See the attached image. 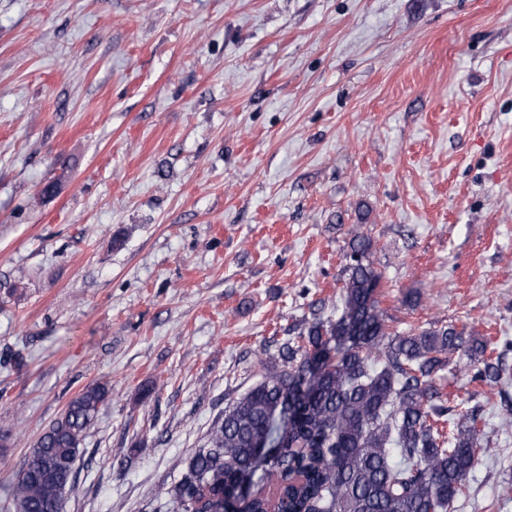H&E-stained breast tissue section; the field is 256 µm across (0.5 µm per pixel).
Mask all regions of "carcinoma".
Listing matches in <instances>:
<instances>
[{"mask_svg": "<svg viewBox=\"0 0 512 512\" xmlns=\"http://www.w3.org/2000/svg\"><path fill=\"white\" fill-rule=\"evenodd\" d=\"M358 234L336 318H315L257 354L261 379L229 400L174 485L173 512H451L486 448L474 410L448 418L437 373L506 368L452 325L399 334L379 310L383 276ZM110 400L85 388L39 437L12 487L14 512H63L88 431Z\"/></svg>", "mask_w": 512, "mask_h": 512, "instance_id": "1", "label": "carcinoma"}]
</instances>
